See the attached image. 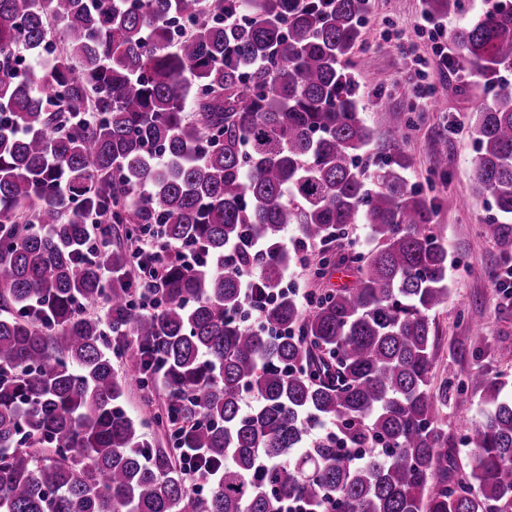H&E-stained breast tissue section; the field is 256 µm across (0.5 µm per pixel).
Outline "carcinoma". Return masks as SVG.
I'll return each mask as SVG.
<instances>
[{"instance_id":"1","label":"carcinoma","mask_w":512,"mask_h":512,"mask_svg":"<svg viewBox=\"0 0 512 512\" xmlns=\"http://www.w3.org/2000/svg\"><path fill=\"white\" fill-rule=\"evenodd\" d=\"M366 6L0 0V512H512L501 381L482 376L469 471L448 453V391L467 397L431 388L448 252L397 142L378 144L361 117L346 65ZM228 13L240 23L225 26ZM175 18L190 23L176 41ZM450 39L464 79L493 87L472 113L474 179L512 257V7ZM373 145L372 170L359 160ZM91 216L128 240L159 224L162 242L213 263H171L154 288V257L119 244L108 278L82 259ZM353 224L365 252L333 245ZM290 225L318 247L316 276L345 266L353 284L301 307L283 285ZM247 237L266 252L224 264ZM246 275L257 325L240 315ZM155 359L168 448L120 406L129 378L151 391ZM186 448L215 471L204 494Z\"/></svg>"}]
</instances>
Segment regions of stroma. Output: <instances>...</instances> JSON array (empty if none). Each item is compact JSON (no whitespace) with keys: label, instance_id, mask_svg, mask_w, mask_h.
<instances>
[{"label":"stroma","instance_id":"35a3bbf8","mask_svg":"<svg viewBox=\"0 0 512 512\" xmlns=\"http://www.w3.org/2000/svg\"><path fill=\"white\" fill-rule=\"evenodd\" d=\"M426 8V0H370L363 17V41L348 69L359 90L366 125L379 140H398L410 161L405 176L432 202L448 250L449 293L434 314L437 339L432 374L434 381L461 383L470 393L464 402L449 399L447 410L448 446L464 471L470 466L471 453L463 437L480 408L476 375L500 376L506 383L505 393L512 397V357L498 348L501 339H512V296L495 286L506 263L484 231L498 213L492 197L476 188L478 145L470 134L454 135L448 130L450 123L468 121L477 107L491 103L489 86L466 85L453 71L435 74L440 96L422 110L414 106V92L401 80L408 59L394 35L405 30L416 54L427 55L430 41L414 30ZM440 157L445 163L439 168L435 161ZM152 394L154 405L149 408L143 390L128 384L122 406L143 421L153 447L165 448L169 439L154 413L164 407L168 390L158 382Z\"/></svg>","mask_w":512,"mask_h":512}]
</instances>
